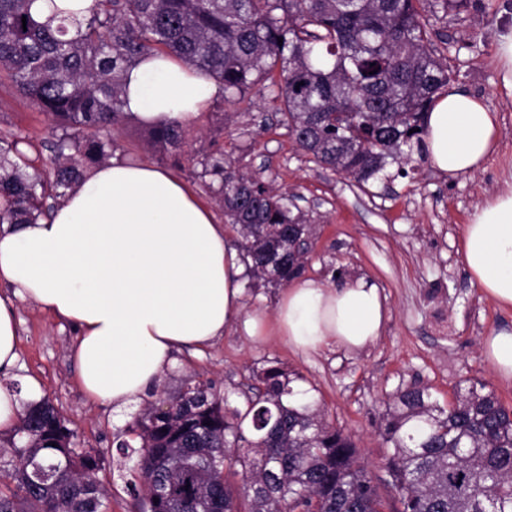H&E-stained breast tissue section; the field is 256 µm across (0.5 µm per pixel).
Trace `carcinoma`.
Masks as SVG:
<instances>
[{
	"instance_id": "1",
	"label": "carcinoma",
	"mask_w": 512,
	"mask_h": 512,
	"mask_svg": "<svg viewBox=\"0 0 512 512\" xmlns=\"http://www.w3.org/2000/svg\"><path fill=\"white\" fill-rule=\"evenodd\" d=\"M35 0H0V83L44 113L54 155L27 171V140L0 137V224H30L90 167L112 157L126 121L124 72L141 59L173 56L224 88L231 105L278 72L277 97L290 132L319 166L360 184L421 149L425 114L448 84L429 46V16L462 0H92L82 19H45ZM283 43H278V39ZM414 133H409V130ZM174 119L148 128L152 147L178 148ZM199 164L218 183L227 223L242 238L248 276L286 286L306 255L313 225L278 194L224 160L218 141ZM255 396L240 408L204 383H187L141 411L132 432L143 492L165 496L152 512H377L386 502L358 462L351 436L297 398L299 376L254 373ZM378 434L387 448L382 483L392 512H512V409L486 386L457 389L443 405L412 385L384 403ZM73 433L52 402L22 403L0 455V512H106L107 490L81 482L98 467L71 454Z\"/></svg>"
}]
</instances>
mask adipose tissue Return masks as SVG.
<instances>
[{
	"label": "adipose tissue",
	"instance_id": "obj_1",
	"mask_svg": "<svg viewBox=\"0 0 512 512\" xmlns=\"http://www.w3.org/2000/svg\"><path fill=\"white\" fill-rule=\"evenodd\" d=\"M125 111L138 121L189 122L224 89L176 58L139 60L125 74ZM426 150L455 177L481 169L499 139V114L456 88L425 117ZM482 295L512 308V181L477 206L461 239ZM244 265L210 207L174 174L108 159L90 169L50 218L0 226V376L18 362L17 303L29 301L78 332L71 350L87 395L116 408L139 402L178 347L200 349L240 326L275 333L301 351L357 352L383 335L387 298L373 281L328 285L299 277L272 315L244 317Z\"/></svg>",
	"mask_w": 512,
	"mask_h": 512
}]
</instances>
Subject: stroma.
<instances>
[{
  "instance_id": "35a3bbf8",
  "label": "stroma",
  "mask_w": 512,
  "mask_h": 512,
  "mask_svg": "<svg viewBox=\"0 0 512 512\" xmlns=\"http://www.w3.org/2000/svg\"><path fill=\"white\" fill-rule=\"evenodd\" d=\"M512 29V0H464L432 20L430 39L447 64L450 85L485 99L500 113L497 151L477 173L442 174L429 158L391 165L385 177L360 185L322 168L300 149L276 116L277 89L262 82L243 102L223 99L185 127L180 148L166 157L140 149L142 129L126 123L116 135L117 159L160 164L208 203L217 223L224 210L214 190L197 176V161L211 140L240 171L286 192L315 227L304 274L326 282L366 276L383 289L390 319L374 344L360 352L326 347L293 350L277 336L251 337L232 329L199 351L183 350L141 402L122 409L91 401L76 378L68 349L75 329L29 302L17 305L19 361L16 375L36 377L59 409L73 443L96 454L109 494L108 512H139L136 462L123 457L120 441H135L131 427L144 405L176 394L186 383H211L232 405H242L256 370L281 366L312 387L328 422L351 434L361 463L384 473L385 450L376 432L384 401L398 388L430 387L440 402L456 389L480 382L512 408V381L498 378L482 352L485 336L512 329V309L482 297L461 256V230L475 207L512 176V100L500 88L496 41ZM23 135L35 167L51 156L47 117L8 85L0 86V135Z\"/></svg>"
}]
</instances>
